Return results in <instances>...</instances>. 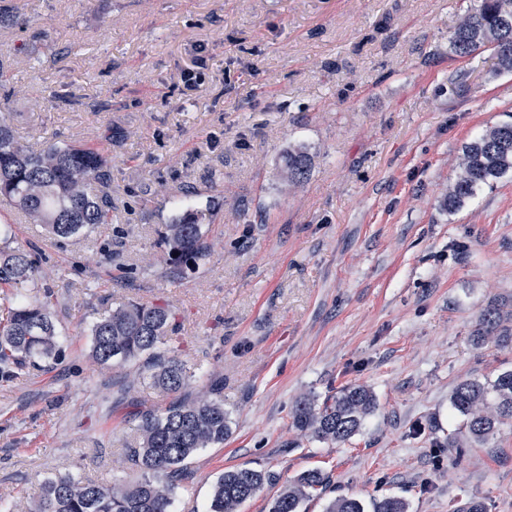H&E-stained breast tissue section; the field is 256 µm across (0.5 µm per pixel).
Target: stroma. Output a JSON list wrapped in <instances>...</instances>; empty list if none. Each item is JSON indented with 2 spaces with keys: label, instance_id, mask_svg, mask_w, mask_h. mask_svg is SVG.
Segmentation results:
<instances>
[{
  "label": "stroma",
  "instance_id": "obj_1",
  "mask_svg": "<svg viewBox=\"0 0 512 512\" xmlns=\"http://www.w3.org/2000/svg\"><path fill=\"white\" fill-rule=\"evenodd\" d=\"M0 74L21 84L16 135L98 147L112 171V221L57 243L0 197V225L46 278L58 360L0 365V495L29 498L57 471L116 482L137 406L89 357L104 309L167 302L188 364L224 381L231 432L198 451L172 512H204L216 477L242 467L269 482L238 512H268L289 479L329 501L397 496L408 512H512V426L447 447L465 378L512 369V346L477 340L479 316L512 330V180L458 212L444 199L462 146L512 122V74L492 52L455 59L449 38L470 0H0ZM205 57L204 81L182 76ZM308 175L289 182L288 150ZM189 206L209 213L205 260L166 275L161 233ZM368 386L377 409L342 445L291 426L297 399Z\"/></svg>",
  "mask_w": 512,
  "mask_h": 512
}]
</instances>
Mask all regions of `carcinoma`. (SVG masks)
<instances>
[{"label": "carcinoma", "instance_id": "obj_1", "mask_svg": "<svg viewBox=\"0 0 512 512\" xmlns=\"http://www.w3.org/2000/svg\"><path fill=\"white\" fill-rule=\"evenodd\" d=\"M450 53L467 57L491 49L497 66L512 73V0H474L464 20L449 40ZM460 174L448 189L446 207L462 209L478 191L512 177V122L489 127L462 147ZM308 160L300 147L288 149V180L306 178ZM0 196L11 201L26 218L50 238L61 242L84 233L112 217V173L96 150L80 145L46 141L34 150L15 136L8 116L0 109ZM206 214L186 210L164 225L162 239L168 248V274L183 277L210 251L203 232ZM40 267L30 255L11 246L8 229H0V288H17L36 281ZM176 317L167 304L131 301L101 314L91 327V356L101 366L139 362L150 385L169 398L163 412L137 413L138 443L126 449V459L139 472L133 482H100L70 471L45 480L37 497L24 505L0 497V512H171L177 482L187 461L198 451L224 444L230 432L224 410V381H212L197 396L183 393L199 367L180 358L175 345L168 351L158 344L175 332ZM496 335L512 344V335L498 331L496 312L484 310L477 335ZM59 329L48 301L19 296L17 305L0 322V363L18 367L58 359ZM376 409V397L363 385H345L318 401L302 397L291 412L292 427L301 434L331 444H344L360 432ZM450 412L461 421L469 439L481 443L499 432L502 420L512 419V369L493 380L467 378L455 385ZM269 479L254 468L227 471L212 485L207 512H237ZM325 482L318 470H308L288 481L274 498L269 512H302L312 491ZM327 512H366L363 501L341 497ZM373 512H407L399 498H385Z\"/></svg>", "mask_w": 512, "mask_h": 512}]
</instances>
